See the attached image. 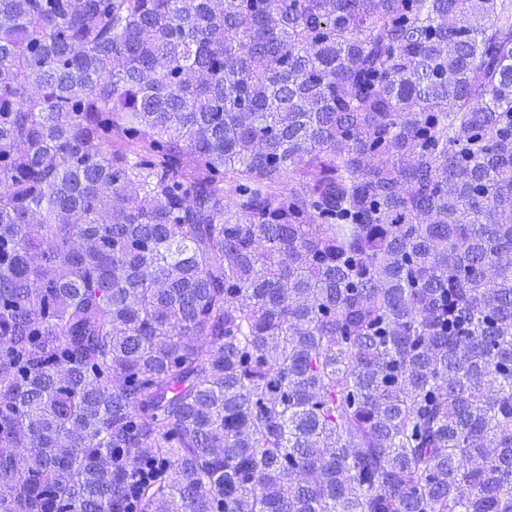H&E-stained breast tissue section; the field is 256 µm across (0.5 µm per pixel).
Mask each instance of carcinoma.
<instances>
[{"mask_svg":"<svg viewBox=\"0 0 512 512\" xmlns=\"http://www.w3.org/2000/svg\"><path fill=\"white\" fill-rule=\"evenodd\" d=\"M0 512H512V0H0Z\"/></svg>","mask_w":512,"mask_h":512,"instance_id":"cac0c4a2","label":"carcinoma"}]
</instances>
